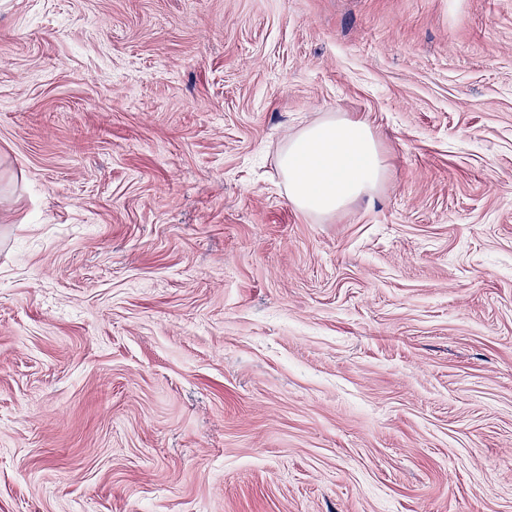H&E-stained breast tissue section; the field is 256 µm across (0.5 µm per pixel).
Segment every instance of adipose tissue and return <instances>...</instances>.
Here are the masks:
<instances>
[{"label":"adipose tissue","instance_id":"obj_1","mask_svg":"<svg viewBox=\"0 0 512 512\" xmlns=\"http://www.w3.org/2000/svg\"><path fill=\"white\" fill-rule=\"evenodd\" d=\"M279 167L289 203L323 218L373 194L386 173L370 125L333 115L287 136Z\"/></svg>","mask_w":512,"mask_h":512}]
</instances>
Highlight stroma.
I'll return each instance as SVG.
<instances>
[{
  "mask_svg": "<svg viewBox=\"0 0 512 512\" xmlns=\"http://www.w3.org/2000/svg\"><path fill=\"white\" fill-rule=\"evenodd\" d=\"M0 512H512V0H0ZM279 167L288 202L317 217H333L372 195L386 165L370 125L327 115L287 136Z\"/></svg>",
  "mask_w": 512,
  "mask_h": 512,
  "instance_id": "1",
  "label": "stroma"
}]
</instances>
